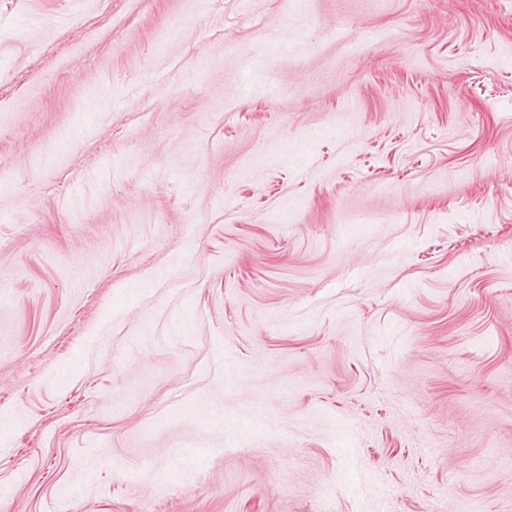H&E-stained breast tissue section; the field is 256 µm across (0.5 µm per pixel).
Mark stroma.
I'll return each instance as SVG.
<instances>
[{"mask_svg": "<svg viewBox=\"0 0 512 512\" xmlns=\"http://www.w3.org/2000/svg\"><path fill=\"white\" fill-rule=\"evenodd\" d=\"M457 503L512 512V0H0V512Z\"/></svg>", "mask_w": 512, "mask_h": 512, "instance_id": "35a3bbf8", "label": "stroma"}]
</instances>
